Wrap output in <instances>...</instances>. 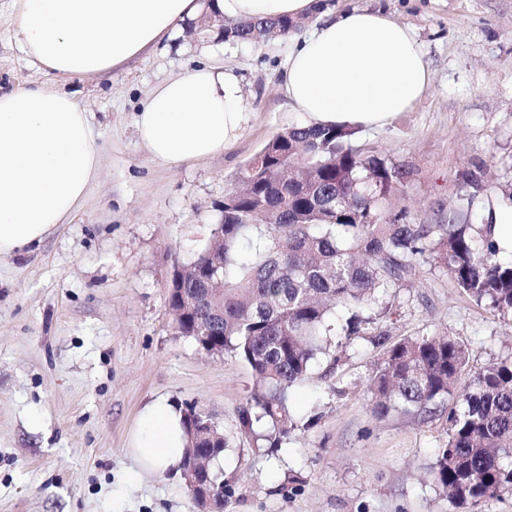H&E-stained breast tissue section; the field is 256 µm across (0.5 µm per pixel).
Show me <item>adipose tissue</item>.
<instances>
[{"label":"adipose tissue","mask_w":512,"mask_h":512,"mask_svg":"<svg viewBox=\"0 0 512 512\" xmlns=\"http://www.w3.org/2000/svg\"><path fill=\"white\" fill-rule=\"evenodd\" d=\"M14 26L39 70L104 75L197 18L202 0H18ZM229 20L310 18L288 53L281 85L291 111L321 127L382 126L426 93L431 74L408 27L386 11H335L319 0H215ZM247 122L243 86L229 67L203 65L169 79L135 114L150 155L177 165L222 154ZM98 145L87 112L42 86L0 88V255L30 251L87 195ZM183 414L159 398L142 410L130 453L140 470H176Z\"/></svg>","instance_id":"1"}]
</instances>
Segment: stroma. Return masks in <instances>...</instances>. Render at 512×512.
Here are the masks:
<instances>
[{
    "label": "stroma",
    "mask_w": 512,
    "mask_h": 512,
    "mask_svg": "<svg viewBox=\"0 0 512 512\" xmlns=\"http://www.w3.org/2000/svg\"><path fill=\"white\" fill-rule=\"evenodd\" d=\"M382 8L407 26L432 74L426 94L353 143L409 170L396 197L414 224H480L459 207L460 176L484 167L488 192L512 199V0H330ZM0 0V83L68 93L92 117L97 171L80 207L30 253L0 257V512H198L180 474L137 473L129 441L158 398L208 413L229 441L216 466L223 512H512V496L451 502L431 476L446 434L437 421L372 413L378 360L356 341L338 374L325 358L292 389L299 428L270 453L241 439L237 409L253 387L231 354L179 335L167 300L175 268L208 242L225 194L284 129L302 125L279 83L298 36L229 45L177 32L104 75L40 71ZM209 63L242 79L247 123L223 154L181 165L154 160L134 114L160 83ZM386 321L395 335L444 332L470 368L512 357V317L478 304L441 269L400 289ZM344 396H336V389Z\"/></svg>",
    "instance_id": "obj_1"
}]
</instances>
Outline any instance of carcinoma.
Listing matches in <instances>:
<instances>
[{
    "label": "carcinoma",
    "instance_id": "1",
    "mask_svg": "<svg viewBox=\"0 0 512 512\" xmlns=\"http://www.w3.org/2000/svg\"><path fill=\"white\" fill-rule=\"evenodd\" d=\"M300 27L288 17L224 21L217 42L259 44ZM336 127H290L248 165L243 187L224 205L209 242L182 266L181 298L215 302L176 319L179 333L224 348L247 364L253 388L238 408V430L255 448H280L295 430L288 393L320 354L329 370L357 339L379 352L369 377L376 416L392 411L444 423L433 477L452 502L477 505L512 493V358L469 369L468 349L446 334L390 339V300L435 264L477 303L512 315V262L498 260L491 224H412L392 199L410 172L351 144ZM471 207L483 167L464 173Z\"/></svg>",
    "mask_w": 512,
    "mask_h": 512
}]
</instances>
